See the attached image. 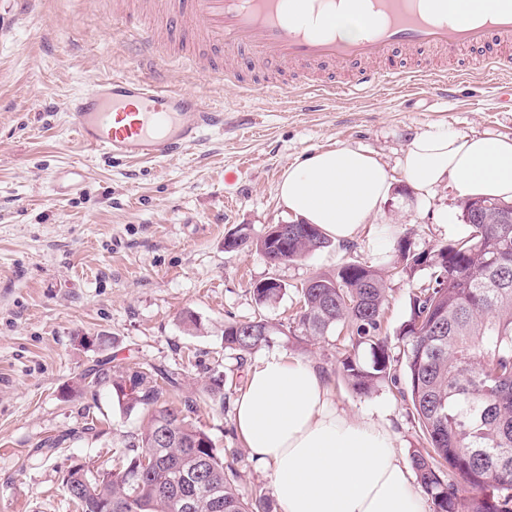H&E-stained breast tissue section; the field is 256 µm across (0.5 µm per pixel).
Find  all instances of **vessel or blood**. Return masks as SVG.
<instances>
[{"mask_svg":"<svg viewBox=\"0 0 512 512\" xmlns=\"http://www.w3.org/2000/svg\"><path fill=\"white\" fill-rule=\"evenodd\" d=\"M329 0H166L140 42L155 61L162 42L208 47L199 69L249 93L305 91L313 100L440 76L456 94L461 74L512 69V0H372L367 31L337 37L321 23ZM91 152L114 160L165 161L223 129L224 110L144 77L98 79L68 105ZM80 166L58 171L59 192L79 191Z\"/></svg>","mask_w":512,"mask_h":512,"instance_id":"b4317fda","label":"vessel or blood"}]
</instances>
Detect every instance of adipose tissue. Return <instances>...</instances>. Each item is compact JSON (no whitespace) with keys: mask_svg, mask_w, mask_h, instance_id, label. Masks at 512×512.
Returning <instances> with one entry per match:
<instances>
[{"mask_svg":"<svg viewBox=\"0 0 512 512\" xmlns=\"http://www.w3.org/2000/svg\"><path fill=\"white\" fill-rule=\"evenodd\" d=\"M399 166L395 177L363 150H318L285 169L278 197L289 215L338 242L365 230L398 178L422 198L449 183L464 197L512 200V138L434 129L411 139ZM233 420L282 512H426L389 424L336 405L306 361L263 357L234 400Z\"/></svg>","mask_w":512,"mask_h":512,"instance_id":"obj_1","label":"adipose tissue"}]
</instances>
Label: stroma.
<instances>
[{
  "label": "stroma",
  "mask_w": 512,
  "mask_h": 512,
  "mask_svg": "<svg viewBox=\"0 0 512 512\" xmlns=\"http://www.w3.org/2000/svg\"><path fill=\"white\" fill-rule=\"evenodd\" d=\"M149 26L144 17L113 23L112 0H0V512H77L63 485L69 468L116 465L142 416L120 410L108 391L80 386L99 361L181 373L182 396L195 399L199 425L233 461L246 496L271 486L235 430L233 401L248 369L270 354L310 362L348 411L378 412L403 457L423 447L412 406L392 385L360 395L346 383L339 361L352 349L348 336L309 339L294 315L304 283L359 262L388 276L383 333L395 336L413 292L429 279L425 270L411 278L398 272L397 242L408 237L419 252L466 236L461 196L445 185L421 200L396 183L363 234L279 265L225 241L242 228L257 239L289 222L277 187L303 154L360 148L395 176L412 136L435 125L512 138V73L467 80L453 97L378 86L311 107L275 90L239 92L174 56L162 68L167 83L227 109L224 129L161 162L83 149L70 130V99L102 76H146L131 46ZM74 163L84 166L83 190L55 193L54 172ZM270 278L286 292L258 304L253 288ZM188 313L200 330L183 324ZM255 317L273 325L270 343L250 354L225 348V323ZM96 336L107 345L93 344ZM218 375L220 408L206 391ZM90 418L100 423L99 437L68 441L42 458L47 436Z\"/></svg>",
  "instance_id": "obj_1"
}]
</instances>
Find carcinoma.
Instances as JSON below:
<instances>
[{"instance_id": "obj_1", "label": "carcinoma", "mask_w": 512, "mask_h": 512, "mask_svg": "<svg viewBox=\"0 0 512 512\" xmlns=\"http://www.w3.org/2000/svg\"><path fill=\"white\" fill-rule=\"evenodd\" d=\"M485 204L482 222L472 205ZM512 210L493 198L462 201L469 235L430 251L398 241L401 272L414 277L431 270L417 287L408 319L397 333L404 360L391 353L382 335L388 302L385 275L357 262L302 286L296 323L317 338L341 327L352 344L369 348L370 359H341V371L359 394L372 392L402 370L425 449L411 455L417 479L433 512H512V223L499 217ZM288 241L263 236L255 247L282 263L329 247L314 224L295 225ZM263 319L224 324V346L250 353L269 342ZM106 389L119 408L144 415L145 424L127 435L116 467L96 473L75 466L64 478L77 483V512H272L265 494L244 498L209 435L190 416L191 400L176 406L165 396L178 389L177 373L140 366L98 365L82 377ZM170 417L168 435L159 417Z\"/></svg>"}]
</instances>
